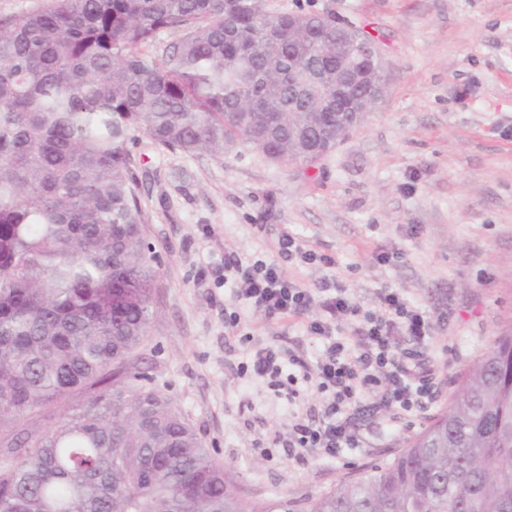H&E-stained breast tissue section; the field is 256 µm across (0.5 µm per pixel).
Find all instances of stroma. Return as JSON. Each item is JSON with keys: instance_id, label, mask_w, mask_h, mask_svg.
<instances>
[{"instance_id": "1", "label": "stroma", "mask_w": 512, "mask_h": 512, "mask_svg": "<svg viewBox=\"0 0 512 512\" xmlns=\"http://www.w3.org/2000/svg\"><path fill=\"white\" fill-rule=\"evenodd\" d=\"M272 12L329 13L372 36L386 94L361 128L310 164L258 149L223 159L126 143L145 238L158 258L137 371L193 425L250 500L298 503L389 462L445 410L466 365L512 318V0H265ZM291 235L332 265L282 266L302 287L340 282L362 312L385 288L433 318L426 366L435 398L388 425L364 416V443L335 459L290 448L294 417L323 414L305 382L244 373L262 346L307 364L320 307L283 318L239 305L224 258L273 259ZM388 253L380 263L377 256ZM238 312V326L227 318Z\"/></svg>"}]
</instances>
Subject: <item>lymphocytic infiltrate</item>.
Segmentation results:
<instances>
[{"label":"lymphocytic infiltrate","instance_id":"obj_1","mask_svg":"<svg viewBox=\"0 0 512 512\" xmlns=\"http://www.w3.org/2000/svg\"><path fill=\"white\" fill-rule=\"evenodd\" d=\"M305 264L319 262V255L302 250L291 236H282L278 256L273 260L245 261L235 256L224 259V278L236 286V297L269 316L299 314L314 304L334 317H355L361 341L351 348L337 341L327 321L308 322L309 335L324 340L321 358L315 365L302 364L299 358H286L282 349L265 346L250 356L248 370L260 379H277L284 361L298 366L304 381L312 383L318 392L331 396L322 417H308L293 427L291 445L303 450H316L318 455L335 458L343 449L360 447L362 433L352 413L359 410L363 394L379 391L373 409L411 411L432 400L435 394L429 372L424 367L431 325L428 318L396 292H384L380 297L382 315L361 314L346 296L342 287L324 283L325 296L316 299L310 289L286 279L282 261ZM410 340L404 348L399 337Z\"/></svg>","mask_w":512,"mask_h":512}]
</instances>
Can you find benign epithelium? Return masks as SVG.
Listing matches in <instances>:
<instances>
[{"instance_id": "7a95c632", "label": "benign epithelium", "mask_w": 512, "mask_h": 512, "mask_svg": "<svg viewBox=\"0 0 512 512\" xmlns=\"http://www.w3.org/2000/svg\"><path fill=\"white\" fill-rule=\"evenodd\" d=\"M322 21L336 25V55L347 59V64L336 65V102L324 101L327 107L336 106V114L346 112L350 119L337 123L336 141L347 138L360 127L366 113L374 111L382 100L386 83L379 50L371 39L363 36L351 24L331 15L322 16ZM294 28L298 39L292 46L306 45L317 28L302 15L294 17ZM292 82L313 90L330 79V72L317 66L288 71Z\"/></svg>"}]
</instances>
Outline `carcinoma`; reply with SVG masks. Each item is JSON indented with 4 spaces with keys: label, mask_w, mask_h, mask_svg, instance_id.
<instances>
[{
    "label": "carcinoma",
    "mask_w": 512,
    "mask_h": 512,
    "mask_svg": "<svg viewBox=\"0 0 512 512\" xmlns=\"http://www.w3.org/2000/svg\"><path fill=\"white\" fill-rule=\"evenodd\" d=\"M264 0H45L0 16V512H297L247 501L132 371L157 270L125 148L312 162L288 135V13ZM162 31L179 39L147 53ZM79 411L58 408L74 393ZM308 512H512V326L448 409Z\"/></svg>",
    "instance_id": "obj_1"
}]
</instances>
